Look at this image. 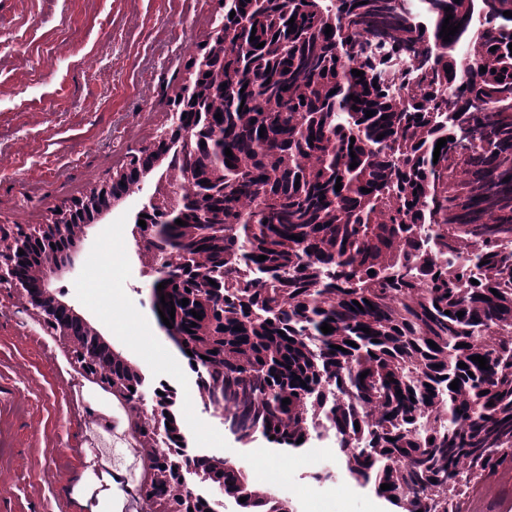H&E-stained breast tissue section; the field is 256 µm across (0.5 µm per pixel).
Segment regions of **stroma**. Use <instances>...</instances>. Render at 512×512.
<instances>
[{
	"label": "stroma",
	"instance_id": "stroma-1",
	"mask_svg": "<svg viewBox=\"0 0 512 512\" xmlns=\"http://www.w3.org/2000/svg\"><path fill=\"white\" fill-rule=\"evenodd\" d=\"M219 12L218 0H0V233L49 228L57 210L99 191L155 141ZM156 182L112 199L75 239L76 270L50 294L142 374L145 395L172 390L189 455L234 466L287 512H393L374 480L350 471L353 447L321 448L311 433L299 444L243 438L206 403V372L167 335L131 235ZM167 450L164 429L142 434L135 407L86 374L27 299L0 294V512H78L73 492L91 456L123 471V512H158L146 496L148 457ZM346 482L356 490L343 499L336 489ZM476 493L482 512H506L512 468L463 472L457 501L469 507Z\"/></svg>",
	"mask_w": 512,
	"mask_h": 512
}]
</instances>
